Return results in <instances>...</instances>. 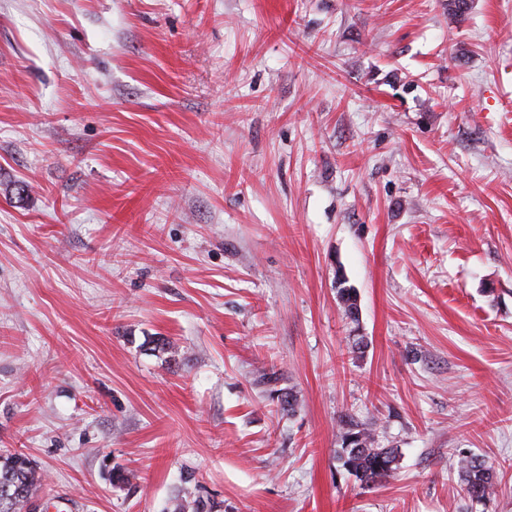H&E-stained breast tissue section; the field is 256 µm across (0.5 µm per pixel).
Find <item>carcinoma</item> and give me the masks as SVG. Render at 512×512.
Masks as SVG:
<instances>
[{
    "instance_id": "obj_1",
    "label": "carcinoma",
    "mask_w": 512,
    "mask_h": 512,
    "mask_svg": "<svg viewBox=\"0 0 512 512\" xmlns=\"http://www.w3.org/2000/svg\"><path fill=\"white\" fill-rule=\"evenodd\" d=\"M337 294L345 315L352 321L358 318L357 294L337 276ZM338 461L347 474L361 486H370L389 477L397 467L398 452L383 448L369 427L359 425L348 429L341 437ZM460 477L467 497L472 501L484 499L494 486L491 467L478 456L460 459ZM43 484V476L24 454L0 453V512H31L34 499Z\"/></svg>"
}]
</instances>
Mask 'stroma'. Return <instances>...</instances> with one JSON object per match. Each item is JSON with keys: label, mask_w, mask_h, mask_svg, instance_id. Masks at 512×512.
Here are the masks:
<instances>
[{"label": "stroma", "mask_w": 512, "mask_h": 512, "mask_svg": "<svg viewBox=\"0 0 512 512\" xmlns=\"http://www.w3.org/2000/svg\"><path fill=\"white\" fill-rule=\"evenodd\" d=\"M3 450L47 512H512V0H0ZM341 445L337 459L361 486L381 482L397 467V449L382 448L372 428L356 424L342 435ZM459 472L467 497L472 501L484 499L494 486V473L491 467L478 456H463Z\"/></svg>", "instance_id": "35a3bbf8"}]
</instances>
